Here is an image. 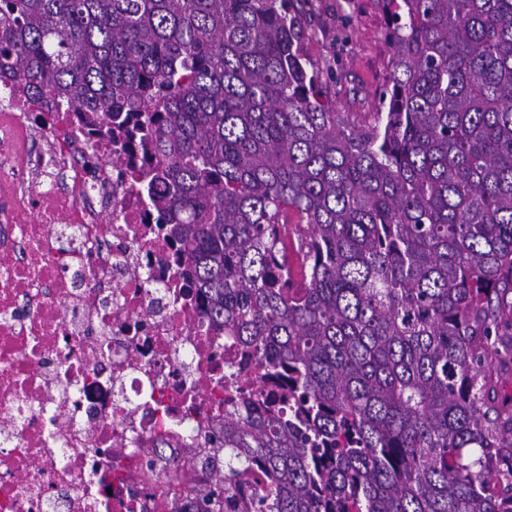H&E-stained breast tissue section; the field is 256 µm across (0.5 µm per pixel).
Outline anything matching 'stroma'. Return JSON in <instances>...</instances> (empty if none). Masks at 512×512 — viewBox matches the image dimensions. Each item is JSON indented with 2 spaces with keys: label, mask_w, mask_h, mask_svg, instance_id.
<instances>
[{
  "label": "stroma",
  "mask_w": 512,
  "mask_h": 512,
  "mask_svg": "<svg viewBox=\"0 0 512 512\" xmlns=\"http://www.w3.org/2000/svg\"><path fill=\"white\" fill-rule=\"evenodd\" d=\"M304 49L316 67L331 70L326 99L339 112H372L389 74L391 49L378 0H308Z\"/></svg>",
  "instance_id": "obj_1"
}]
</instances>
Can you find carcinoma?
I'll return each mask as SVG.
<instances>
[{
    "instance_id": "cac0c4a2",
    "label": "carcinoma",
    "mask_w": 512,
    "mask_h": 512,
    "mask_svg": "<svg viewBox=\"0 0 512 512\" xmlns=\"http://www.w3.org/2000/svg\"><path fill=\"white\" fill-rule=\"evenodd\" d=\"M300 0H0V80L141 154L254 388L234 512H512V0H380L379 107L323 99Z\"/></svg>"
}]
</instances>
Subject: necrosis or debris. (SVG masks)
Wrapping results in <instances>:
<instances>
[{
	"label": "necrosis or debris",
	"mask_w": 512,
	"mask_h": 512,
	"mask_svg": "<svg viewBox=\"0 0 512 512\" xmlns=\"http://www.w3.org/2000/svg\"><path fill=\"white\" fill-rule=\"evenodd\" d=\"M140 159L0 90V512H186L221 467L224 331L125 174Z\"/></svg>",
	"instance_id": "obj_1"
}]
</instances>
